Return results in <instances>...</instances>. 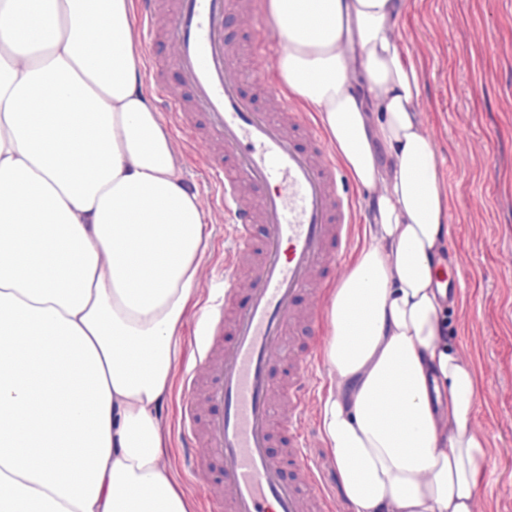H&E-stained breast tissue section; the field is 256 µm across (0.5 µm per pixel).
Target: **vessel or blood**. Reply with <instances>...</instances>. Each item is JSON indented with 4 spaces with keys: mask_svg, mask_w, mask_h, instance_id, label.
<instances>
[{
    "mask_svg": "<svg viewBox=\"0 0 512 512\" xmlns=\"http://www.w3.org/2000/svg\"><path fill=\"white\" fill-rule=\"evenodd\" d=\"M231 14L250 29L255 60L279 51L278 33L255 24L252 0H173L168 11L159 0H138L141 44L164 35L182 83L171 87L156 73L153 92L174 115L181 151L206 141L194 160L231 236L224 297L204 321L183 380V472L203 489L210 512H334L309 454L317 347L303 331L319 328L323 290L351 248L355 194L316 113L289 102L272 78H261V97L244 92L245 54L224 37ZM242 292L246 304L234 306ZM303 292L304 309L297 305ZM289 343L292 369L274 382L271 368ZM276 428L299 468V484L283 481L281 463L268 451ZM208 461L220 464L219 481L206 479Z\"/></svg>",
    "mask_w": 512,
    "mask_h": 512,
    "instance_id": "vessel-or-blood-1",
    "label": "vessel or blood"
}]
</instances>
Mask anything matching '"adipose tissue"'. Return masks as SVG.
Instances as JSON below:
<instances>
[{
    "label": "adipose tissue",
    "instance_id": "ef3b65f1",
    "mask_svg": "<svg viewBox=\"0 0 512 512\" xmlns=\"http://www.w3.org/2000/svg\"><path fill=\"white\" fill-rule=\"evenodd\" d=\"M402 8L267 0L289 93L377 191L331 303L321 434L352 512H476L490 450L446 335L440 159L394 37ZM132 11L0 0V512H191L157 410L201 209L143 89Z\"/></svg>",
    "mask_w": 512,
    "mask_h": 512
}]
</instances>
